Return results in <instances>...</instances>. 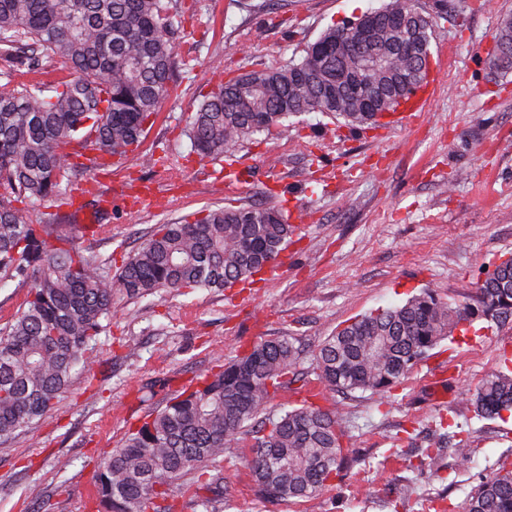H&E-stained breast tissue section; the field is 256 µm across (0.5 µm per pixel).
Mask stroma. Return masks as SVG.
Here are the masks:
<instances>
[{
	"instance_id": "obj_1",
	"label": "stroma",
	"mask_w": 512,
	"mask_h": 512,
	"mask_svg": "<svg viewBox=\"0 0 512 512\" xmlns=\"http://www.w3.org/2000/svg\"><path fill=\"white\" fill-rule=\"evenodd\" d=\"M385 0H197L176 42L193 53L188 78L161 106L138 153L124 161L133 190L153 194L133 212L108 213L91 241L121 264L150 227L208 206L303 211L279 273L224 292L114 297L98 361L76 373L60 402L0 446V512H86L85 490L107 451L164 394L206 373L213 351L232 360L264 339L294 337L302 368L326 336L355 317L430 289L471 302L481 272L512 254V73H491L487 47L512 0H418L435 17V91L405 120L349 138L342 119L305 112L244 141V187L189 155L183 130L221 78L300 58L328 27ZM224 59L223 73L210 66ZM170 154L165 170L143 154ZM512 323L476 321L443 340L385 395H335L346 437L336 479L310 500L255 497L246 448L224 455V512H462L502 460L512 461V414L477 416L482 379L512 371L503 345ZM468 441L460 461L459 441Z\"/></svg>"
}]
</instances>
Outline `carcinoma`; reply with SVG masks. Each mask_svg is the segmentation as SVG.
<instances>
[{
	"mask_svg": "<svg viewBox=\"0 0 512 512\" xmlns=\"http://www.w3.org/2000/svg\"><path fill=\"white\" fill-rule=\"evenodd\" d=\"M417 0H388L372 39L390 49L418 37L413 60L390 55L367 72L356 43L325 30L298 60L252 70L217 85L185 130L199 159L233 157L244 139L304 112H326L353 129L426 82L433 18ZM182 0H0V278L28 287L25 304L0 328V445L48 414L76 369L90 370L112 297L183 289L224 291L251 283L284 250L293 226L274 206L205 208L159 224L117 271L77 242L58 215L31 218L36 203H72L76 175L125 160L191 58L176 60ZM489 54L512 72V15L499 17ZM60 63L66 74L36 79ZM477 320H512V256L477 283L471 303L454 306L432 290L356 317L326 337L311 372L286 337L166 395L142 424L107 452L93 475L95 512H224V452L250 442L256 497L311 498L336 476L345 435L336 407L311 401L334 392L384 394L454 330ZM302 396L274 412L282 391ZM482 415L512 412V375L487 376L474 395ZM192 489L180 505L181 486ZM462 512H512V462L500 465Z\"/></svg>",
	"mask_w": 512,
	"mask_h": 512,
	"instance_id": "obj_1",
	"label": "carcinoma"
}]
</instances>
